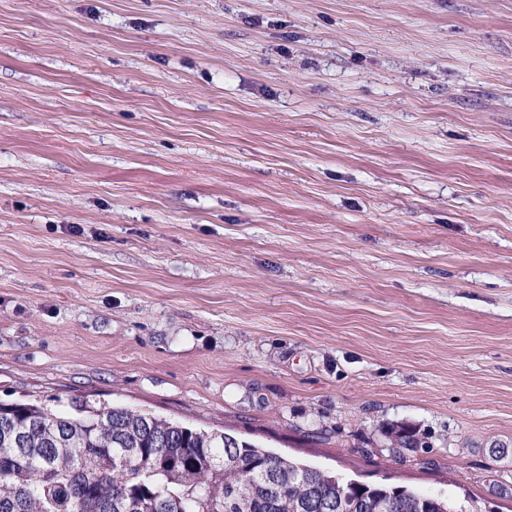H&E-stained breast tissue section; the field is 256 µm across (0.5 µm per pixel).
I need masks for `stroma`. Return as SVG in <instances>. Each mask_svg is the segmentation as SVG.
<instances>
[{
	"label": "stroma",
	"instance_id": "35a3bbf8",
	"mask_svg": "<svg viewBox=\"0 0 512 512\" xmlns=\"http://www.w3.org/2000/svg\"><path fill=\"white\" fill-rule=\"evenodd\" d=\"M57 396L512 512V0H0V400Z\"/></svg>",
	"mask_w": 512,
	"mask_h": 512
}]
</instances>
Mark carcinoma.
I'll return each mask as SVG.
<instances>
[{
	"mask_svg": "<svg viewBox=\"0 0 512 512\" xmlns=\"http://www.w3.org/2000/svg\"><path fill=\"white\" fill-rule=\"evenodd\" d=\"M315 495L348 512H478L121 405L0 401V512H313Z\"/></svg>",
	"mask_w": 512,
	"mask_h": 512,
	"instance_id": "cac0c4a2",
	"label": "carcinoma"
}]
</instances>
